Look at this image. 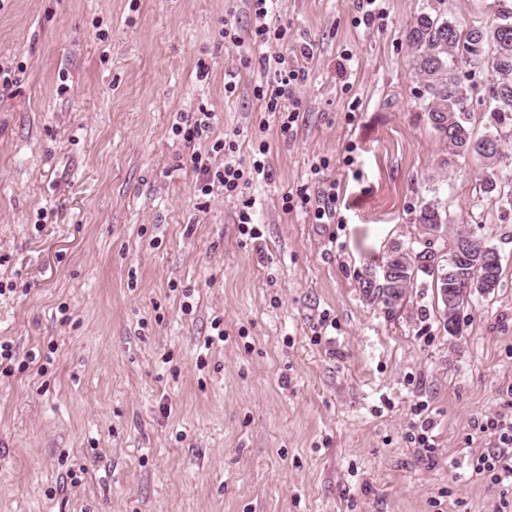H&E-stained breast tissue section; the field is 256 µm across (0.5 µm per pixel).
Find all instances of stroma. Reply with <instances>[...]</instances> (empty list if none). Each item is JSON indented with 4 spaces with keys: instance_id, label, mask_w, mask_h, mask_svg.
I'll list each match as a JSON object with an SVG mask.
<instances>
[{
    "instance_id": "obj_1",
    "label": "stroma",
    "mask_w": 512,
    "mask_h": 512,
    "mask_svg": "<svg viewBox=\"0 0 512 512\" xmlns=\"http://www.w3.org/2000/svg\"><path fill=\"white\" fill-rule=\"evenodd\" d=\"M376 7L270 4L283 51L313 50L286 131L240 63L252 0H0V512H495L471 463L512 414V205L428 123L406 34L422 13L489 29L496 6ZM459 72L483 137L492 68ZM202 111L208 132L174 135ZM218 139L266 145L269 177L201 195L190 156ZM331 185L330 223L284 204ZM430 202L502 264L455 336L432 277L391 310L359 288L393 241L443 252ZM446 216V213L443 216L437 204L432 203L420 210L417 220L429 231V234L436 237L441 236L447 227Z\"/></svg>"
}]
</instances>
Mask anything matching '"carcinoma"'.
I'll use <instances>...</instances> for the list:
<instances>
[{
  "label": "carcinoma",
  "instance_id": "carcinoma-1",
  "mask_svg": "<svg viewBox=\"0 0 512 512\" xmlns=\"http://www.w3.org/2000/svg\"><path fill=\"white\" fill-rule=\"evenodd\" d=\"M407 38L415 50L414 66L429 94L428 122L448 148V153L478 158L487 172L483 179L485 192L497 191L503 183L512 185V169L498 170L503 162L500 135L490 132L480 139L473 137L467 92L457 74L461 60L475 67L491 60L495 86L489 112L497 126L512 121V8L497 10L494 30L474 28L465 34L444 19L422 13L410 27ZM418 222L434 237L444 233L447 227L446 217L434 203L420 210ZM486 248L485 241L464 225L456 230L449 249L441 256L427 247L416 251L394 245L392 251L399 259L394 263L389 279L373 285L370 277L380 266H368L359 277V288L365 297L381 298L384 305L394 308L406 290L413 287L418 274H435L438 281L448 284V302L441 303L442 325L446 330L456 323L457 311L467 298L465 284L483 272L476 267L475 261L479 250Z\"/></svg>",
  "mask_w": 512,
  "mask_h": 512
}]
</instances>
